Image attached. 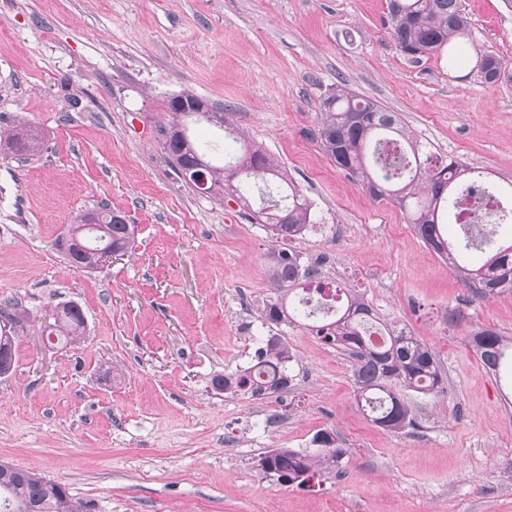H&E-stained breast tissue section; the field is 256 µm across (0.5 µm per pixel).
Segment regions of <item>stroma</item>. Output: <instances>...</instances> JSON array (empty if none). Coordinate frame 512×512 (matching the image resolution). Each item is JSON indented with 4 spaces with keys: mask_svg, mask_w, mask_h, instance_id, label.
<instances>
[{
    "mask_svg": "<svg viewBox=\"0 0 512 512\" xmlns=\"http://www.w3.org/2000/svg\"><path fill=\"white\" fill-rule=\"evenodd\" d=\"M475 54L413 62L387 0H0V130L44 134L27 162L0 160V300L21 320L0 378V460L68 488L86 512H512V378L470 347L512 336V293L480 299L390 201L338 168L312 133L336 82L396 112L434 153L512 182V11L462 0ZM502 61L492 83L478 54ZM192 90L229 112L311 206L301 262L363 294L438 355L445 390L412 391L420 430L394 433L357 406L351 363L300 324L281 397H229L214 377L246 367L271 330L265 227L168 164L165 104ZM105 205L135 228L134 256L71 266L55 240ZM82 338L41 345L38 315L65 303ZM333 434L329 479L285 486L255 462Z\"/></svg>",
    "mask_w": 512,
    "mask_h": 512,
    "instance_id": "obj_1",
    "label": "stroma"
}]
</instances>
